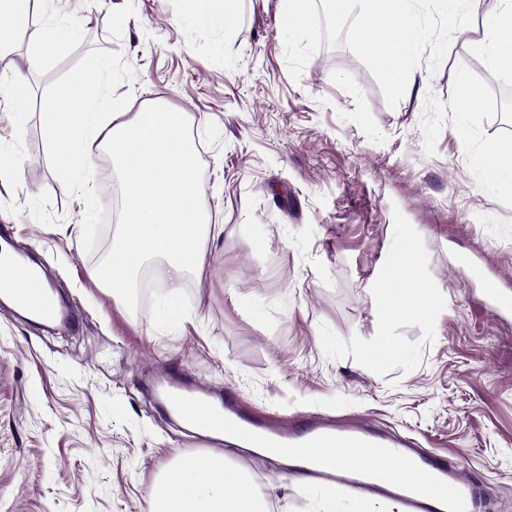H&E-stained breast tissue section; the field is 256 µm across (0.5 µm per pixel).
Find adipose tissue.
<instances>
[{"instance_id":"ef3b65f1","label":"adipose tissue","mask_w":512,"mask_h":512,"mask_svg":"<svg viewBox=\"0 0 512 512\" xmlns=\"http://www.w3.org/2000/svg\"><path fill=\"white\" fill-rule=\"evenodd\" d=\"M340 14L359 11L365 16L363 37L376 64L390 82L411 90L423 75L403 70L402 63L418 52L425 36L409 8V0H335ZM31 0H0V51L10 49L17 34L29 32L39 44L40 31L29 28ZM457 33L492 65H512L504 43H512V2L499 13L487 15L481 37H471L467 27ZM98 71L83 82L65 86L59 106L48 115L47 137L58 166L67 173L85 175L87 149L105 140L121 162L123 212L127 219L102 270L104 282L116 299H123L141 265L161 256L172 278L206 270V242L217 239L223 225L209 223L203 211V191L184 133L183 113L156 109L129 121L108 123L99 112L91 87ZM418 273L392 264L380 281L389 312L418 296ZM147 512H267L266 501L241 469L227 465L224 455L212 454L204 463L179 460L148 491Z\"/></svg>"}]
</instances>
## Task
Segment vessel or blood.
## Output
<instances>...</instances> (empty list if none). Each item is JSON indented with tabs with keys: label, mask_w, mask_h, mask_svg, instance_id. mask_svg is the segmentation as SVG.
Wrapping results in <instances>:
<instances>
[{
	"label": "vessel or blood",
	"mask_w": 512,
	"mask_h": 512,
	"mask_svg": "<svg viewBox=\"0 0 512 512\" xmlns=\"http://www.w3.org/2000/svg\"><path fill=\"white\" fill-rule=\"evenodd\" d=\"M49 280L47 268L31 267L0 251V294L9 295L28 314L40 318L52 314L45 290ZM228 416L246 432L250 447L305 460L311 478L333 487L368 497L389 495L401 503L403 512H480L479 477L463 474L454 458L425 456L407 437L378 434L374 425L362 418L329 420L308 414L284 432L267 412L228 396L222 412L198 428V436L206 440L220 433ZM327 448L350 449L356 456L348 463L335 462L324 457ZM399 470L409 473V480L395 479Z\"/></svg>",
	"instance_id": "1"
}]
</instances>
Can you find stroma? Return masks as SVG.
Returning <instances> with one entry per match:
<instances>
[{
  "label": "stroma",
  "mask_w": 512,
  "mask_h": 512,
  "mask_svg": "<svg viewBox=\"0 0 512 512\" xmlns=\"http://www.w3.org/2000/svg\"><path fill=\"white\" fill-rule=\"evenodd\" d=\"M212 0H36L34 28L0 57V227L36 253L82 315L53 331L0 304V512H145L156 479L196 447L224 453L269 512H312L316 487L224 441L201 443L157 406L152 381L189 372L197 391L234 392L278 416L356 415L458 459L495 503H512V309L483 306L488 282L512 300V180L488 168L512 154V112L491 66L445 17L416 0L431 37L406 60L405 94L337 18L304 0L309 30L279 25L281 0H239L223 28ZM101 70L103 111L184 113L204 203L223 236L204 277L117 302L98 279L119 225L106 221L120 164L95 145L78 191L46 136L66 84ZM468 86H461V79ZM25 111L10 107L16 83ZM476 90L468 114L455 106ZM415 258L428 290L385 317L379 277ZM401 350L391 358L383 339Z\"/></svg>",
  "instance_id": "1"
}]
</instances>
